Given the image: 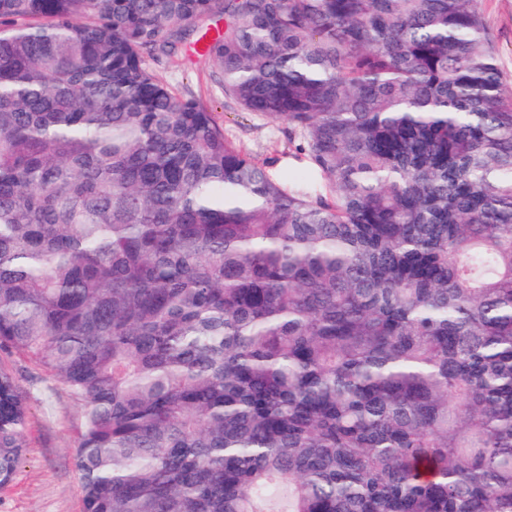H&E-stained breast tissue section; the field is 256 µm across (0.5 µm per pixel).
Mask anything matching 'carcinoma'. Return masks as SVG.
<instances>
[{
    "label": "carcinoma",
    "instance_id": "cac0c4a2",
    "mask_svg": "<svg viewBox=\"0 0 512 512\" xmlns=\"http://www.w3.org/2000/svg\"><path fill=\"white\" fill-rule=\"evenodd\" d=\"M190 46L312 179L147 63ZM0 352L80 408L83 512H512V95L478 0H0ZM27 413L0 368V487Z\"/></svg>",
    "mask_w": 512,
    "mask_h": 512
}]
</instances>
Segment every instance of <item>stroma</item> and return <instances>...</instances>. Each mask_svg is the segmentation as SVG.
<instances>
[{"instance_id": "1", "label": "stroma", "mask_w": 512, "mask_h": 512, "mask_svg": "<svg viewBox=\"0 0 512 512\" xmlns=\"http://www.w3.org/2000/svg\"><path fill=\"white\" fill-rule=\"evenodd\" d=\"M493 39L506 89L512 90V0H479ZM213 63L193 58L184 69H160L181 93L211 106L225 134L243 151L266 162L270 173L287 176L295 161L287 122L270 123L241 111L212 80ZM12 368L29 405L25 439L28 452L13 481L0 488V512H83L81 481L73 465L81 414L65 388L39 365L18 355L0 354Z\"/></svg>"}]
</instances>
